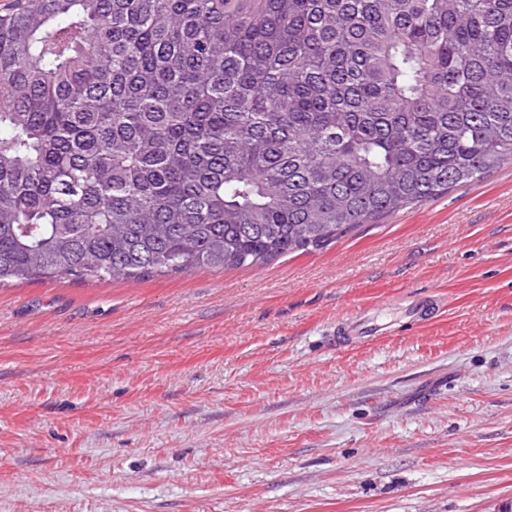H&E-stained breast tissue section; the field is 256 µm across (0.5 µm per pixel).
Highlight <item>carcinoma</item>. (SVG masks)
Returning a JSON list of instances; mask_svg holds the SVG:
<instances>
[{
  "mask_svg": "<svg viewBox=\"0 0 512 512\" xmlns=\"http://www.w3.org/2000/svg\"><path fill=\"white\" fill-rule=\"evenodd\" d=\"M512 162V0H17L0 285L253 267Z\"/></svg>",
  "mask_w": 512,
  "mask_h": 512,
  "instance_id": "carcinoma-1",
  "label": "carcinoma"
}]
</instances>
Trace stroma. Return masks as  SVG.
Returning <instances> with one entry per match:
<instances>
[{
	"label": "stroma",
	"mask_w": 512,
	"mask_h": 512,
	"mask_svg": "<svg viewBox=\"0 0 512 512\" xmlns=\"http://www.w3.org/2000/svg\"><path fill=\"white\" fill-rule=\"evenodd\" d=\"M509 507L512 163L262 266L0 286V512Z\"/></svg>",
	"instance_id": "1"
}]
</instances>
